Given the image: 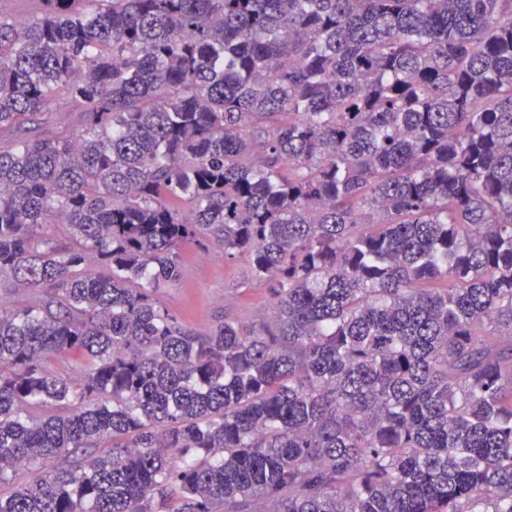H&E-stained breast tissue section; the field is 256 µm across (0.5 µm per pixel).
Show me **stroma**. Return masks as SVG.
<instances>
[{
    "instance_id": "35a3bbf8",
    "label": "stroma",
    "mask_w": 512,
    "mask_h": 512,
    "mask_svg": "<svg viewBox=\"0 0 512 512\" xmlns=\"http://www.w3.org/2000/svg\"><path fill=\"white\" fill-rule=\"evenodd\" d=\"M181 258L180 282L161 289L158 298L185 325L207 330L227 319L252 323L269 307L268 291L251 280L244 258L225 260L217 244L194 241L184 244Z\"/></svg>"
}]
</instances>
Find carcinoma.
<instances>
[{"label":"carcinoma","instance_id":"obj_1","mask_svg":"<svg viewBox=\"0 0 512 512\" xmlns=\"http://www.w3.org/2000/svg\"><path fill=\"white\" fill-rule=\"evenodd\" d=\"M38 3L0 16V280L42 294L0 310V512H512V0ZM188 241L270 318L172 316ZM0 15L28 22L40 17L41 12L32 0H0ZM76 113L66 99H56L44 112L39 124L32 130V138L45 137L61 130L71 129L76 124Z\"/></svg>","mask_w":512,"mask_h":512}]
</instances>
